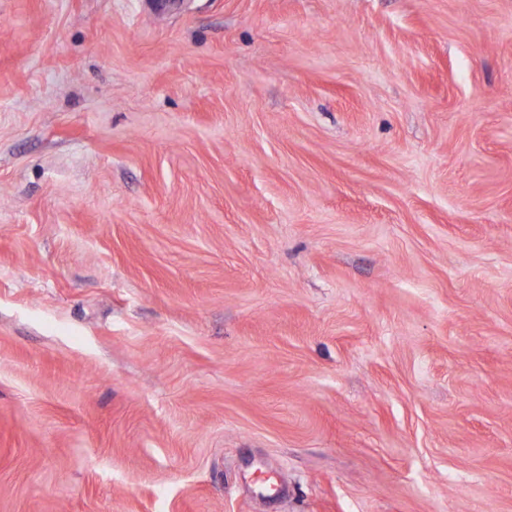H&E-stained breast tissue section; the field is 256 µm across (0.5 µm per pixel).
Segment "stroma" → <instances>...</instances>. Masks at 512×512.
I'll use <instances>...</instances> for the list:
<instances>
[{
    "label": "stroma",
    "mask_w": 512,
    "mask_h": 512,
    "mask_svg": "<svg viewBox=\"0 0 512 512\" xmlns=\"http://www.w3.org/2000/svg\"><path fill=\"white\" fill-rule=\"evenodd\" d=\"M0 512H512V0H0Z\"/></svg>",
    "instance_id": "35a3bbf8"
}]
</instances>
